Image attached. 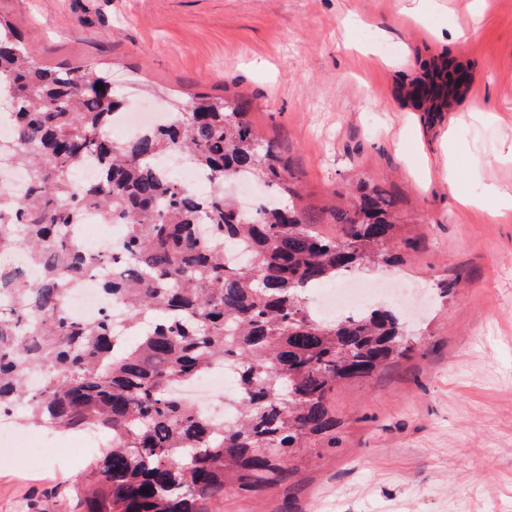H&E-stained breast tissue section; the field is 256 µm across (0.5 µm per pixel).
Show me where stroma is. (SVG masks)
I'll return each mask as SVG.
<instances>
[{
  "mask_svg": "<svg viewBox=\"0 0 512 512\" xmlns=\"http://www.w3.org/2000/svg\"><path fill=\"white\" fill-rule=\"evenodd\" d=\"M0 15L42 65L106 72L125 101L244 100L314 209L366 178L411 220L400 264L358 277L419 292V350L336 393L338 447L226 512H512V208L495 206L512 196V0H0ZM447 58L469 66L467 91L417 108L423 64ZM17 445L0 454V512H68L87 466L75 434L37 462V440Z\"/></svg>",
  "mask_w": 512,
  "mask_h": 512,
  "instance_id": "35a3bbf8",
  "label": "stroma"
}]
</instances>
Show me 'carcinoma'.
Instances as JSON below:
<instances>
[{"label":"carcinoma","instance_id":"carcinoma-1","mask_svg":"<svg viewBox=\"0 0 512 512\" xmlns=\"http://www.w3.org/2000/svg\"><path fill=\"white\" fill-rule=\"evenodd\" d=\"M465 69L448 62L418 99L457 93ZM2 89L9 160L28 187L18 195L0 183V256L21 255L0 264V415L111 439L75 479L71 512H222L228 492L289 477L300 449L336 444L330 403L341 386L412 356L418 338L398 309L326 320L305 297L350 270L396 263L405 220L383 186L359 180L326 231L286 149L234 97L193 102L171 124L114 140L121 100L108 76L44 67L0 16ZM90 158L101 177L78 186L74 172ZM174 160L205 172L209 190L179 182L164 166ZM242 175L277 203L243 215L224 191ZM88 207L125 225L116 250L89 253L72 235ZM238 246L250 263L226 264ZM105 266L100 291L127 312L124 340L110 314L82 322L66 306L72 286ZM224 362L238 368L229 424L174 393Z\"/></svg>","mask_w":512,"mask_h":512}]
</instances>
